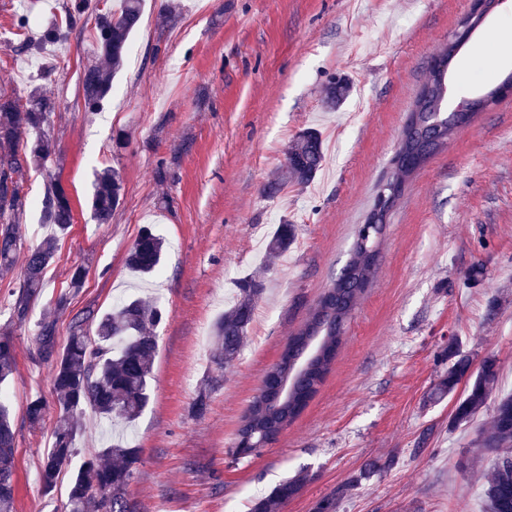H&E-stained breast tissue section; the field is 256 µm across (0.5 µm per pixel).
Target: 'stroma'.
<instances>
[{"instance_id":"stroma-1","label":"stroma","mask_w":512,"mask_h":512,"mask_svg":"<svg viewBox=\"0 0 512 512\" xmlns=\"http://www.w3.org/2000/svg\"><path fill=\"white\" fill-rule=\"evenodd\" d=\"M64 0H0V90L25 98L41 75L58 100L49 167L74 222L26 324L14 326L15 372L5 388L15 430L16 512H55L63 472L42 493L39 465L49 428L25 409L42 398L55 417L51 368L37 353L36 324L87 270L59 320L106 311L135 294L165 317L148 406L132 426L109 425L83 406L80 449L107 436L140 448L129 485L137 512H249L284 478L305 474L281 512H313L340 494L337 512H480L488 467L472 461L492 404L453 426L463 390L439 402L446 350L459 340L473 363L495 356L496 394L512 393V96L477 113L407 181L379 246L376 274L353 314L323 385L260 455L230 448L270 367L348 258L371 210L413 99L470 0H145L112 93L84 109L80 76L95 23L84 15L48 54L18 53L14 21L38 35ZM175 6L169 22L160 10ZM65 68L51 73L52 64ZM512 72V7L497 9L452 65L448 99L486 89ZM349 89L324 102L331 79ZM316 128L335 141L316 178L270 199L263 186L293 137ZM121 169L125 192L112 221L91 220L96 170ZM297 227L282 257L266 259L277 224ZM168 243L160 276L140 281L126 256L142 227ZM264 268V292L239 358L226 367L203 414L199 386L214 374L212 328L240 279ZM380 471L367 479L370 463ZM358 486H351V479Z\"/></svg>"}]
</instances>
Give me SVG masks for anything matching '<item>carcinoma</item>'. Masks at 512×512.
<instances>
[{"instance_id": "carcinoma-1", "label": "carcinoma", "mask_w": 512, "mask_h": 512, "mask_svg": "<svg viewBox=\"0 0 512 512\" xmlns=\"http://www.w3.org/2000/svg\"><path fill=\"white\" fill-rule=\"evenodd\" d=\"M143 0H121L119 10L105 12L93 0H72L65 6L64 19L54 18L38 36L28 34L29 19L18 16L16 27L21 36L18 49L41 55L51 45L66 39L77 19L86 11L95 12L97 32L96 60L82 72L83 102L86 110H99L112 92V77L121 66L132 34L139 24ZM448 60L443 47L431 61L426 82L417 93L413 108L403 127L399 148L393 160L391 179L401 197L406 181L432 155L448 143L456 129L468 124L473 111H448ZM56 101L41 86L35 85L23 100L0 93V285L13 296L10 322L25 323L31 304L42 292L48 268L53 264L57 238L73 224L70 199L60 181L46 171L54 153L48 134ZM324 161L321 134L314 128L301 131L286 152L284 168L264 186L269 197L278 196L288 186L308 185ZM45 172L42 197L33 201L24 189L22 174ZM124 181L120 170L105 167L94 173L90 197V215L98 224L112 221V212L120 204ZM32 205L40 208L44 224L53 229L40 244L24 256L22 278L14 280L21 252L18 221ZM296 241L295 225L283 221L266 245V259L280 256ZM372 241L354 243L340 275L321 296L304 326L288 338V363L280 367V382L288 402L273 405L258 393L244 417L236 442L237 456H252L266 447V432L286 428L317 393L342 344L345 327L375 276ZM165 251L164 239L150 228L141 231L127 255V266L142 275L157 273ZM85 284V269L77 266L71 273L69 292L62 293L37 323L39 358L52 367V387L57 417L51 428L52 444L43 457L40 482L46 495L57 486L61 470L78 454L75 440L79 431L78 414L83 405L92 406L104 419L126 423L137 420L150 399V382L158 346L157 328L163 311L154 302L128 298L99 314L85 310L74 315L65 345L58 342V316L68 308L70 297ZM263 294L260 272L239 282L234 302L213 324L216 345L213 363L222 370L238 357L247 338L253 311ZM453 362L431 394L440 402L460 383L466 395L456 405L452 422L459 426L470 422L491 395L499 376L496 358L483 359L477 372H470V359L460 350L458 341L449 345ZM15 370L12 341L0 337V386ZM44 403L29 402L26 419L30 426L43 423ZM480 448H497V457L482 492L483 512H512V393L499 396L493 407L490 430L478 442ZM140 462V450L122 442L92 448L84 455L71 477L62 512H136L127 496V488ZM15 431L6 401L0 398V512H16ZM306 477L300 473L287 477L269 495L257 500L251 512H280L281 507L300 492Z\"/></svg>"}]
</instances>
